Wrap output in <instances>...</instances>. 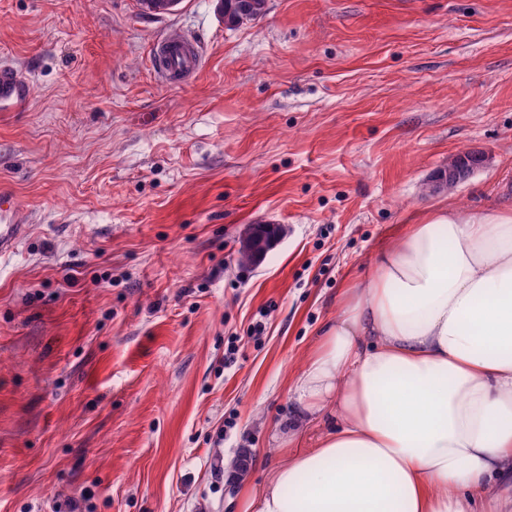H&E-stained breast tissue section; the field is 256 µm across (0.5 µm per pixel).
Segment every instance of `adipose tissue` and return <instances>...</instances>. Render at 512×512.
<instances>
[{
    "label": "adipose tissue",
    "instance_id": "obj_1",
    "mask_svg": "<svg viewBox=\"0 0 512 512\" xmlns=\"http://www.w3.org/2000/svg\"><path fill=\"white\" fill-rule=\"evenodd\" d=\"M327 417L244 512H512V209L403 225L292 387Z\"/></svg>",
    "mask_w": 512,
    "mask_h": 512
}]
</instances>
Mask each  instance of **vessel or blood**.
<instances>
[{
  "label": "vessel or blood",
  "mask_w": 512,
  "mask_h": 512,
  "mask_svg": "<svg viewBox=\"0 0 512 512\" xmlns=\"http://www.w3.org/2000/svg\"><path fill=\"white\" fill-rule=\"evenodd\" d=\"M150 65L159 80L179 85L195 79L202 68V52L197 42L166 36L150 48ZM34 96L28 74L12 65H0V112L27 111ZM29 230L16 198L0 192V258L15 253Z\"/></svg>",
  "instance_id": "obj_1"
}]
</instances>
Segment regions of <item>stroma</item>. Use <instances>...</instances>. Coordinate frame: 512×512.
Instances as JSON below:
<instances>
[{"instance_id":"obj_1","label":"stroma","mask_w":512,"mask_h":512,"mask_svg":"<svg viewBox=\"0 0 512 512\" xmlns=\"http://www.w3.org/2000/svg\"><path fill=\"white\" fill-rule=\"evenodd\" d=\"M202 47L160 83L151 43ZM0 512H243L285 460L293 376L401 224L512 207V0H0ZM487 161L429 191L460 150ZM281 239L238 262L249 225ZM265 332L250 333L257 313ZM237 337L234 363L224 361ZM224 19L231 25H238L256 19L266 9V0H220ZM34 96L28 74L10 64L0 65V112H25ZM28 222L16 198L8 192H0V259L15 253L28 233Z\"/></svg>"}]
</instances>
